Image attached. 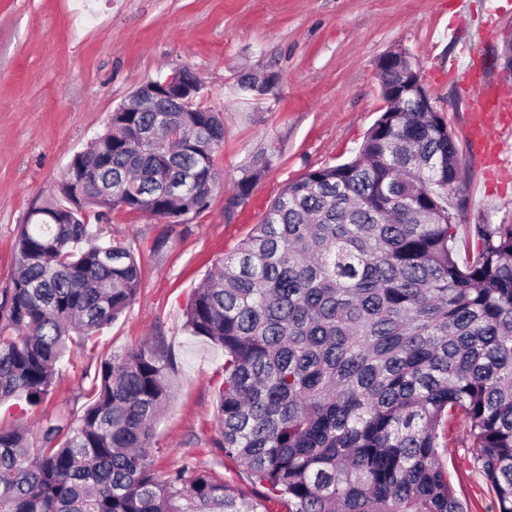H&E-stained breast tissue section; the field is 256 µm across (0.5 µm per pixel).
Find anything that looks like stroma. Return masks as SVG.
I'll use <instances>...</instances> for the list:
<instances>
[{
    "instance_id": "1",
    "label": "stroma",
    "mask_w": 512,
    "mask_h": 512,
    "mask_svg": "<svg viewBox=\"0 0 512 512\" xmlns=\"http://www.w3.org/2000/svg\"><path fill=\"white\" fill-rule=\"evenodd\" d=\"M470 2L476 11L501 9L502 17L465 57L448 35L450 24L466 20L456 0H0V297L12 285L16 238L29 212L57 197L72 156L105 132L112 111L141 84L189 66L202 83L199 104L224 118L214 154L220 179L207 208L184 224L119 210L97 225L101 241L134 250L139 297L95 342L70 345L43 402L0 403V426L36 430L48 416L81 415L82 390L100 361L156 338L173 359L151 447L157 468L192 457L256 496L258 486L214 445L224 352L184 331L183 308L214 264L253 234L285 184L356 155L384 106L377 62L394 48L410 54L463 152L460 257L471 254L478 221L512 220V167L492 171L465 137L460 87L468 69L512 88L499 60L512 33V0ZM243 69L275 74L273 94L245 99L236 82ZM262 154L274 155L273 167L226 219L234 182ZM465 442L466 424L455 419L442 460L456 494L468 512H494V494Z\"/></svg>"
}]
</instances>
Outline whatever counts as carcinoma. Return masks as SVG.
I'll list each match as a JSON object with an SVG mask.
<instances>
[{
	"mask_svg": "<svg viewBox=\"0 0 512 512\" xmlns=\"http://www.w3.org/2000/svg\"><path fill=\"white\" fill-rule=\"evenodd\" d=\"M378 73L385 106L358 154L288 182L235 255L184 308V330L224 350L215 442L262 488L250 499L188 458L155 468L171 355L145 343L100 362L78 417L0 427V512H466L442 463L439 428L460 414L474 468L512 512V223L475 225L458 256L448 198L463 154L427 92ZM108 129L32 210L0 300V402L37 405L68 345H84L136 300L141 267L83 222L125 209L183 224L218 182L215 112H138ZM244 169L233 217L273 165ZM195 181L177 203L169 184Z\"/></svg>",
	"mask_w": 512,
	"mask_h": 512,
	"instance_id": "cac0c4a2",
	"label": "carcinoma"
}]
</instances>
